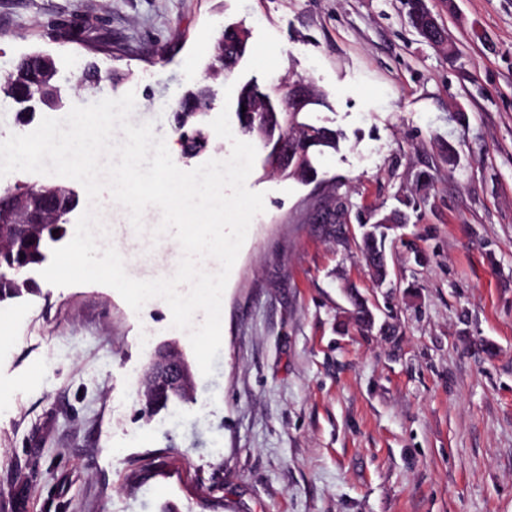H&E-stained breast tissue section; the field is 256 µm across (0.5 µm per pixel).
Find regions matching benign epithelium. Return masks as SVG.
Segmentation results:
<instances>
[{"label":"benign epithelium","mask_w":512,"mask_h":512,"mask_svg":"<svg viewBox=\"0 0 512 512\" xmlns=\"http://www.w3.org/2000/svg\"><path fill=\"white\" fill-rule=\"evenodd\" d=\"M36 65L37 72L24 86L12 84L10 76L4 77L0 92L23 106V111L34 110L33 104L41 103L49 108L61 106L58 86L46 87L49 78L56 76L57 70L53 58L45 53L29 54L17 63V66ZM292 104V111H303L312 101V87L306 84H294L285 89ZM246 111L240 113V119L248 124L265 117L266 107L261 99H249L242 102ZM206 110V106L189 103L185 105L180 127L184 128L182 141L196 136L195 129H186L191 118ZM294 148L278 143L265 158V164L272 170H280L288 165L289 154ZM75 192L59 184L43 185L37 189L15 190L0 196V282L10 280L25 288L37 287L30 276L31 263L12 261L14 241L21 237L26 241L41 244L36 264L46 260L49 243L62 239L66 226L71 223V215L77 207ZM146 379L151 388L164 389L180 393L192 388L193 378L184 358L170 348H159L157 365L147 373Z\"/></svg>","instance_id":"obj_1"}]
</instances>
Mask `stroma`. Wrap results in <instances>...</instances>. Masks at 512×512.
Listing matches in <instances>:
<instances>
[{
	"label": "stroma",
	"instance_id": "stroma-1",
	"mask_svg": "<svg viewBox=\"0 0 512 512\" xmlns=\"http://www.w3.org/2000/svg\"><path fill=\"white\" fill-rule=\"evenodd\" d=\"M407 0H0V76L51 54L65 105L30 124L0 94V140L73 105L136 95L175 164L231 153L211 121L226 86L310 84L301 122L332 129L314 174L255 161L264 193L222 297L212 376L168 304L133 311L100 284L0 302V512H512V0H426L450 43H427ZM248 34L229 74L217 39ZM119 72L81 83L88 65ZM210 87L204 148L185 157L173 108ZM343 204V233L327 223ZM103 223L136 279L182 252L136 233L110 194ZM404 216L378 282L362 225ZM374 314L362 326L350 294ZM192 365L190 402L141 415L155 350Z\"/></svg>",
	"mask_w": 512,
	"mask_h": 512
}]
</instances>
